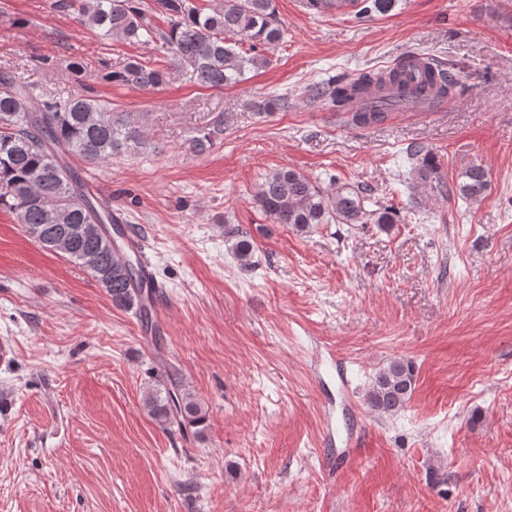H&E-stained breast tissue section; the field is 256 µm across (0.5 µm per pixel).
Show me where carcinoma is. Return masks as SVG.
<instances>
[{"label":"carcinoma","mask_w":512,"mask_h":512,"mask_svg":"<svg viewBox=\"0 0 512 512\" xmlns=\"http://www.w3.org/2000/svg\"><path fill=\"white\" fill-rule=\"evenodd\" d=\"M54 0L63 13L76 12L83 27L100 30L116 42L160 41L171 54L169 68L161 69L132 59L110 72L112 82L142 91H153L177 75L196 85L222 89L241 81L245 72L267 65L260 47L271 48L284 36L274 0H220L205 7L200 0ZM395 0H305L308 10L321 14L330 9L355 6L354 18L369 19L391 10ZM164 16L168 27L155 25L151 13ZM250 42L247 57L227 38ZM405 59L389 71L342 72L309 86L312 98L328 102L357 128L380 125L387 112H354L352 100L386 83H396L405 72ZM426 89H439L438 97L464 92L453 65L432 59L425 72ZM224 133V121L193 130L190 148L202 153ZM148 146L145 125L129 120L112 103L90 95L44 96L42 88L9 67L0 68V210L15 215L24 231L39 244L67 236L63 248L72 262L86 270L104 288L112 304L134 310L144 334L154 342L161 330L147 305L142 288L143 265L123 251L132 226L120 222L110 206L91 196L73 167L77 160L99 165L121 155H135ZM421 183L433 181L437 166L424 156L415 167ZM489 186L488 171L474 165L462 174L460 194L481 200ZM255 201L275 224H289L306 232L317 224L394 223L387 210L369 211L361 191L349 187L322 188L292 169L268 173ZM110 224L121 232L123 244L115 246L106 233L86 230L91 224ZM231 251L244 271H251L253 243L246 236L235 239ZM415 386L412 363L396 358L375 375L367 392L369 406L381 415H394L410 401ZM144 407L163 429L175 428L186 437L199 436L207 420L202 402L185 382L169 371L158 373L144 397Z\"/></svg>","instance_id":"1"}]
</instances>
